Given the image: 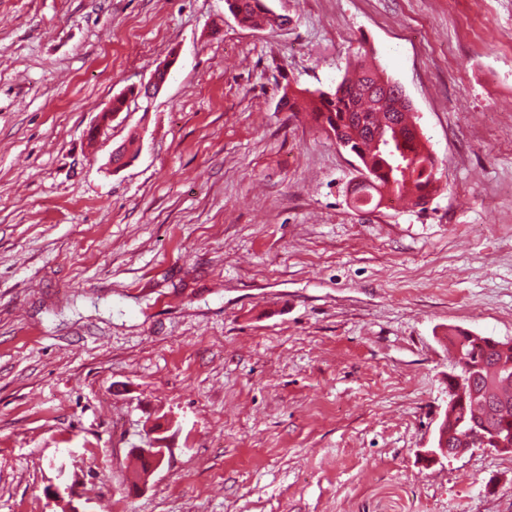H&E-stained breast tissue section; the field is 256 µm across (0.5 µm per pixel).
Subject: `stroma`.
<instances>
[{"instance_id": "obj_1", "label": "stroma", "mask_w": 512, "mask_h": 512, "mask_svg": "<svg viewBox=\"0 0 512 512\" xmlns=\"http://www.w3.org/2000/svg\"><path fill=\"white\" fill-rule=\"evenodd\" d=\"M267 4L0 0V512H512V452L423 456L450 334L512 341V0ZM359 51L441 162L426 207L354 208L280 105ZM228 10L238 23L248 28L281 27L286 19L276 15L266 0H225Z\"/></svg>"}]
</instances>
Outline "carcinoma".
I'll return each instance as SVG.
<instances>
[{
    "label": "carcinoma",
    "instance_id": "carcinoma-1",
    "mask_svg": "<svg viewBox=\"0 0 512 512\" xmlns=\"http://www.w3.org/2000/svg\"><path fill=\"white\" fill-rule=\"evenodd\" d=\"M225 3L244 27L272 29L286 22L267 6L266 0H225ZM396 90H401L396 82L357 54L348 63L335 90L304 89L297 94L285 93L281 98L290 112H312L319 125L328 134L344 139L346 150L358 158L371 182L361 189L357 208L364 207V202L370 199L379 201L387 193L402 198L410 192L411 201L417 206L436 190L437 160L422 141V133L408 106L394 94ZM381 129L390 137L394 153L403 160L400 170L392 168L389 155L374 144L375 135ZM452 342L468 357L476 375L486 365L512 362L509 342L472 337L462 331L452 336ZM457 418L487 448H496L502 442L512 445L511 412L499 417L492 405L484 415L477 416L469 406L460 408Z\"/></svg>",
    "mask_w": 512,
    "mask_h": 512
}]
</instances>
